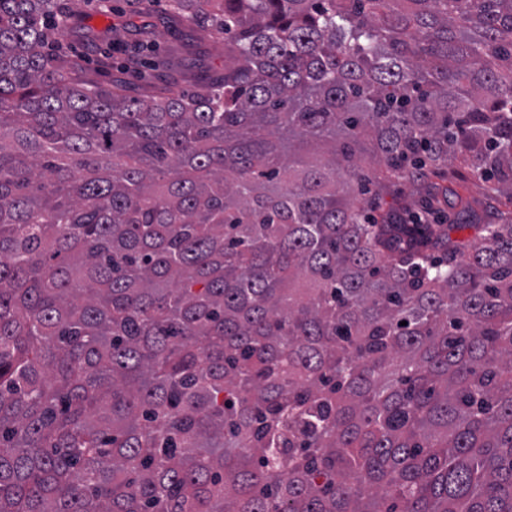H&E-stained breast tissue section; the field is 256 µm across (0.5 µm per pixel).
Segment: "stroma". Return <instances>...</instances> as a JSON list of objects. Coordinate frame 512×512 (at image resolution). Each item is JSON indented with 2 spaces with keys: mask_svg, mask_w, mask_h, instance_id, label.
I'll list each match as a JSON object with an SVG mask.
<instances>
[{
  "mask_svg": "<svg viewBox=\"0 0 512 512\" xmlns=\"http://www.w3.org/2000/svg\"><path fill=\"white\" fill-rule=\"evenodd\" d=\"M156 22L155 43H137L130 29L139 18L130 11L128 0H112L111 10H104L100 0H80L78 5L86 25L112 44V67L96 79L100 82H120L136 95L152 94L155 88L173 82L175 88L195 90L199 73L224 65L226 36H208L189 42L185 29L169 22L167 0H144ZM439 184L454 188L471 204L470 211L448 205L445 223L457 225V238L473 237V227L493 220L492 209L485 200L483 183L457 160L441 169Z\"/></svg>",
  "mask_w": 512,
  "mask_h": 512,
  "instance_id": "1",
  "label": "stroma"
}]
</instances>
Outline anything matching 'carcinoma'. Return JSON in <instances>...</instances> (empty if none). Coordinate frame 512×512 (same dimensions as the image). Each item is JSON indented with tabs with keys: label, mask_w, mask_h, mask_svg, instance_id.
Listing matches in <instances>:
<instances>
[{
	"label": "carcinoma",
	"mask_w": 512,
	"mask_h": 512,
	"mask_svg": "<svg viewBox=\"0 0 512 512\" xmlns=\"http://www.w3.org/2000/svg\"><path fill=\"white\" fill-rule=\"evenodd\" d=\"M171 2L224 68L137 97L0 0V512H512V211L354 202L512 189V0ZM441 177L433 178V182L458 190L469 200L473 212H463L459 206L454 205L453 199L448 195V207L445 209V224H488L494 219L493 210L485 200L483 183L459 160H448L443 166ZM392 195L405 197L411 205V209L415 212H420L422 207L429 201L425 188L414 189L409 184H397L391 195L385 196L382 200L376 199L375 206H379L381 209H386L392 202Z\"/></svg>",
	"instance_id": "cac0c4a2"
}]
</instances>
